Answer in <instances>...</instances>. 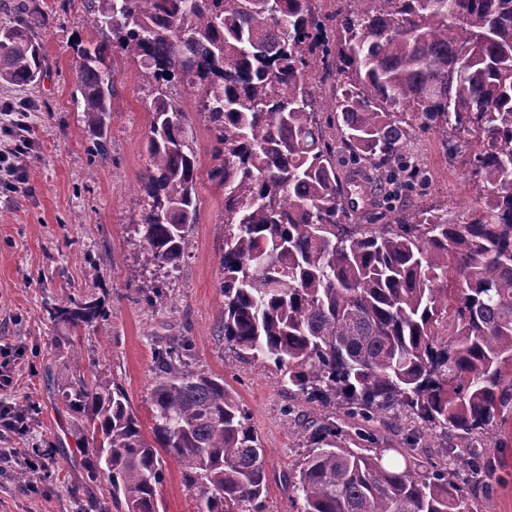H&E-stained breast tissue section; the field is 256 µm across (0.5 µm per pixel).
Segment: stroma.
Instances as JSON below:
<instances>
[{"instance_id": "stroma-1", "label": "stroma", "mask_w": 512, "mask_h": 512, "mask_svg": "<svg viewBox=\"0 0 512 512\" xmlns=\"http://www.w3.org/2000/svg\"><path fill=\"white\" fill-rule=\"evenodd\" d=\"M56 10L40 41L46 57L36 87L0 86V104H24L31 154L13 183L0 184V364L13 369L0 387V406L31 405L24 432L0 427V512H86L78 432L59 398L71 368L62 354L77 347L87 374L121 383L143 427H150L152 351L173 336L193 341L196 369L224 377L249 411L251 423L269 453L267 512H300L302 499L287 484L306 453L288 416L289 395L274 371L236 357L224 340L223 278L224 193L208 178L213 164L212 136L197 112L194 96L183 94L199 160L197 224L186 233L184 254L175 269L141 265L138 219L140 198L133 188L147 165L145 140L150 99L141 88L139 67L127 63L115 78L116 94L108 126L109 157L91 158L84 116L73 102L72 72L77 48L96 36L85 17L84 0H33ZM414 151L429 177L424 194L404 197L407 208L429 207L474 198L467 170L448 163L436 135L420 134ZM96 260L92 276L88 260ZM166 282L170 301L149 307L143 295ZM89 292L109 309L106 327L72 330L53 323L46 303ZM46 454L45 465L27 487L16 481L27 466L25 451ZM161 512H194L197 495L183 481L173 458L162 462Z\"/></svg>"}]
</instances>
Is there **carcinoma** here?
I'll return each mask as SVG.
<instances>
[{
  "label": "carcinoma",
  "instance_id": "cac0c4a2",
  "mask_svg": "<svg viewBox=\"0 0 512 512\" xmlns=\"http://www.w3.org/2000/svg\"><path fill=\"white\" fill-rule=\"evenodd\" d=\"M101 37L73 70L93 156L122 64L151 97L136 222L144 264L177 266L197 223L198 158L187 111L198 99L224 188V340L274 365L290 398L334 405L365 428L299 426L293 493L302 512H482L489 455L512 447V0H84ZM0 24V81L31 87L50 14L15 0ZM333 76L326 92L314 77ZM471 169L472 205L405 209L418 134ZM374 178L362 180V173ZM364 181L377 223L352 224ZM73 330L104 325V303L45 306ZM192 340L154 349L144 432L124 387L81 372L61 390L76 415L87 486L124 512H159L162 457L198 492L197 512H266V448L224 378L196 369ZM390 422L395 442L369 428ZM477 452L456 453L451 439ZM437 443L423 462L415 451Z\"/></svg>",
  "mask_w": 512,
  "mask_h": 512
}]
</instances>
